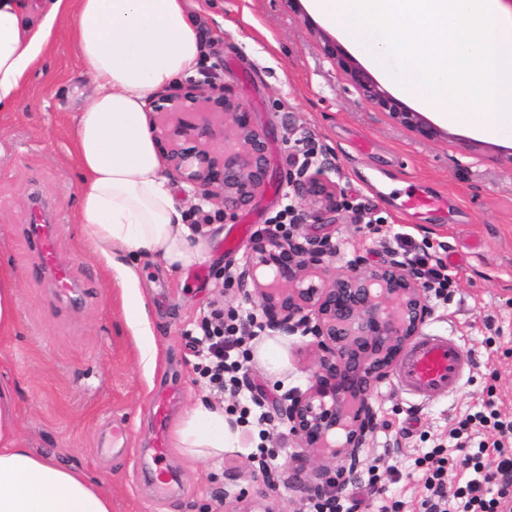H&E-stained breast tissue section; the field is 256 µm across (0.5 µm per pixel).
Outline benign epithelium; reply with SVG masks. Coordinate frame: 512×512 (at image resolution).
Masks as SVG:
<instances>
[{"mask_svg": "<svg viewBox=\"0 0 512 512\" xmlns=\"http://www.w3.org/2000/svg\"><path fill=\"white\" fill-rule=\"evenodd\" d=\"M363 98L389 113L398 124L424 139L443 131L420 113L392 97L334 41L322 46ZM152 111L173 116L199 110L224 118L235 132V146L216 152L205 145L213 135L209 121L182 120L165 126L155 138L169 170L192 188L193 196L221 201L224 211L248 208L268 182L267 142L229 87L190 83L153 99ZM324 157L316 168L305 162L288 185L300 206L322 217L336 212L338 189ZM298 225L287 233L255 239L237 278L251 281L261 300L264 327L272 332L312 336L315 360L309 387L288 394L280 415L304 454L290 460L292 470H305L313 456L339 461L330 470H310L304 483L308 499L325 504L337 499L360 463V452L372 433L376 411L374 387L387 378L395 361L430 316L421 274L391 254L365 267L330 269L335 251L322 240H298ZM268 269L273 280L263 284L257 272ZM320 282L314 283L313 277ZM342 431V441L332 438Z\"/></svg>", "mask_w": 512, "mask_h": 512, "instance_id": "obj_1", "label": "benign epithelium"}]
</instances>
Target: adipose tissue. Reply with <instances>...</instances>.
<instances>
[{"mask_svg":"<svg viewBox=\"0 0 512 512\" xmlns=\"http://www.w3.org/2000/svg\"><path fill=\"white\" fill-rule=\"evenodd\" d=\"M65 16L94 84L74 116L76 220L120 280L133 321L145 312L138 257L179 270L203 256L174 200L145 108L158 89L195 70L204 46L187 0H0V112L17 107L24 78ZM15 403L13 385L0 380V512H112L104 488L28 448ZM235 435L223 407L199 399L182 417L175 446L202 460L223 454Z\"/></svg>","mask_w":512,"mask_h":512,"instance_id":"1","label":"adipose tissue"}]
</instances>
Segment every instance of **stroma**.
I'll use <instances>...</instances> for the list:
<instances>
[{
	"label": "stroma",
	"mask_w": 512,
	"mask_h": 512,
	"mask_svg": "<svg viewBox=\"0 0 512 512\" xmlns=\"http://www.w3.org/2000/svg\"><path fill=\"white\" fill-rule=\"evenodd\" d=\"M189 3L205 46L193 79L233 89L267 139L273 180L233 219L221 203L199 201L173 180L205 258L177 271L139 259L148 327L162 352L155 373H146L124 321L122 292L75 221L72 115L92 84L66 24L55 28L50 54L20 89L18 109L0 117V259L18 281L16 328L0 334V379L15 386L20 434L36 452L104 486L112 512H231L228 489L244 492L254 512H316L305 498L306 474L283 467L300 444L278 411L289 393L310 383L307 338L264 331L246 340L238 386L220 390L200 374L208 353L201 324L217 309L258 312L253 285L237 281V269L269 218L298 206L289 174L308 153L326 152L338 207L325 222L304 213L300 239L328 240L340 268L399 253L406 238L429 263H442L450 282L447 299L430 298L423 329L454 338L469 357L467 375L456 392L424 403L392 379L377 384L376 425L355 477L375 481L378 492L357 504L353 487H345L337 509L381 512L398 500L403 512H420L417 459L446 449L449 487L464 484L451 429L478 411L512 416V138L489 140L448 124L444 136L428 141L397 125L322 53L323 38L340 35L307 11L306 0ZM360 138L371 140L369 152L355 150ZM421 187L447 197V210L420 217L403 211L406 192ZM35 194L52 208L59 256L83 290L79 303L57 297L38 266L26 229ZM164 382L182 390L170 423L204 397L234 419L260 403L267 431L240 425L235 446L204 462L169 450L163 465L177 486L157 491L145 472L153 464L151 399Z\"/></svg>",
	"instance_id": "stroma-1"
}]
</instances>
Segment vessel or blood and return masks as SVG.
<instances>
[{
    "label": "vessel or blood",
    "mask_w": 512,
    "mask_h": 512,
    "mask_svg": "<svg viewBox=\"0 0 512 512\" xmlns=\"http://www.w3.org/2000/svg\"><path fill=\"white\" fill-rule=\"evenodd\" d=\"M446 204L444 197L417 191L406 195L402 208L419 214L442 209ZM27 230L51 287L60 295L71 293L72 275L57 251L56 225L42 223L40 216L36 215ZM468 367L467 357L453 338L424 333L400 359L395 368L394 380L401 391L424 401L454 393L461 385ZM177 398L175 391L160 390L155 392L152 400L154 446L160 457L165 455L168 448V411Z\"/></svg>",
    "instance_id": "b4317fda"
}]
</instances>
